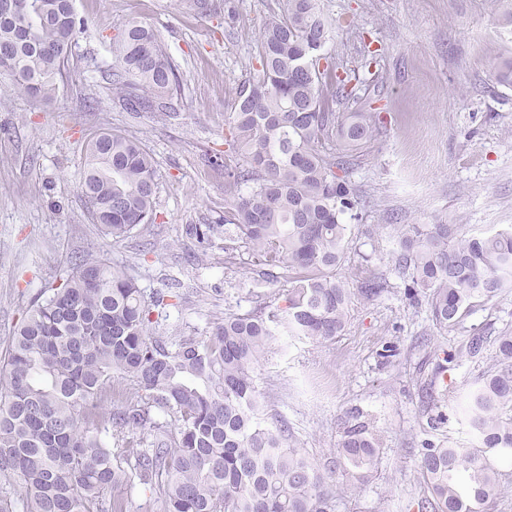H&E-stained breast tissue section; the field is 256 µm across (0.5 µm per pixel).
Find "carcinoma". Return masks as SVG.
<instances>
[{
  "label": "carcinoma",
  "instance_id": "cac0c4a2",
  "mask_svg": "<svg viewBox=\"0 0 512 512\" xmlns=\"http://www.w3.org/2000/svg\"><path fill=\"white\" fill-rule=\"evenodd\" d=\"M0 24V71L14 92L54 99L69 78V58L85 22L74 0H11ZM209 17L224 2L187 0ZM333 27L321 0H283L257 43L259 76L234 100L229 147L247 167L224 164L231 207L224 224H195L208 245L224 232L232 259L243 244L271 269H288L286 306L228 314L202 336L153 335L152 308L134 277L101 256L78 258L64 282L34 301L13 330L0 363V512H123L105 498L121 480L109 428L156 433L154 447L132 452L142 483L165 480L163 512H336L341 472L350 487L373 474L382 446L371 421L352 416L336 455L319 464L285 447V429L260 417L256 369L273 336L313 341L340 335L353 292L336 276L349 246L344 215L360 203L350 150L374 135L368 112L332 111L348 95L325 48ZM112 89L132 112H167L180 76L155 31L129 20L114 42ZM80 192L96 199L102 232L124 240L154 218L156 161L137 138L96 132L85 143ZM391 270L405 296L427 299L432 320L456 325L477 303L512 289V227L466 234L460 224H403ZM386 278L372 274L358 294L379 296ZM481 336L460 354L479 358ZM131 381L148 402L108 405L112 376ZM171 417L157 422L151 409ZM478 442L471 448L425 443L420 467L430 496L422 512H490L500 491L495 460L512 462V332L496 337L481 382L463 408Z\"/></svg>",
  "mask_w": 512,
  "mask_h": 512
}]
</instances>
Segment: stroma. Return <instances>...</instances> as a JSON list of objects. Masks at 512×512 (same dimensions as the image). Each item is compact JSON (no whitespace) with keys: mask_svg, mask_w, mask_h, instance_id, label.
<instances>
[{"mask_svg":"<svg viewBox=\"0 0 512 512\" xmlns=\"http://www.w3.org/2000/svg\"><path fill=\"white\" fill-rule=\"evenodd\" d=\"M234 15L200 18L185 0H75L88 21L73 47L67 85L51 102L20 96L0 74V356L34 297L66 279L75 257L101 255L135 278L145 297L176 296L155 317L157 334L197 336L209 320L265 304L285 306L288 280L259 282L249 254L224 262V238L200 246L188 229L220 224L228 207L224 166L232 153L230 112L237 89L259 70L261 27L282 0H233ZM336 25L329 46L352 95L339 112H372L379 131L358 149L350 178L362 189L352 217L353 245L337 275L359 288L372 273L388 287L373 300L353 297L341 336L314 342L275 336L258 367L269 421L315 461L333 456L351 412L372 419L382 438L372 479L347 492L336 512H417L428 490L420 472L423 441L468 448L472 430L459 403L486 365L443 362L470 336L512 331V291L481 302L448 329L426 303L404 296L388 253L403 224H460L476 233L512 226V86L498 80L512 59V0H322ZM151 26L178 67L173 117L129 112L108 72L115 34L128 19ZM121 130L157 160L156 217L132 236L105 238L79 190L91 133ZM374 239L363 235L367 225ZM372 254L371 263L363 255ZM448 385L429 402L430 385ZM446 417L439 428L429 418ZM112 463L126 478L111 491L125 512H162L164 485L140 484L120 441Z\"/></svg>","mask_w":512,"mask_h":512,"instance_id":"obj_1","label":"stroma"}]
</instances>
